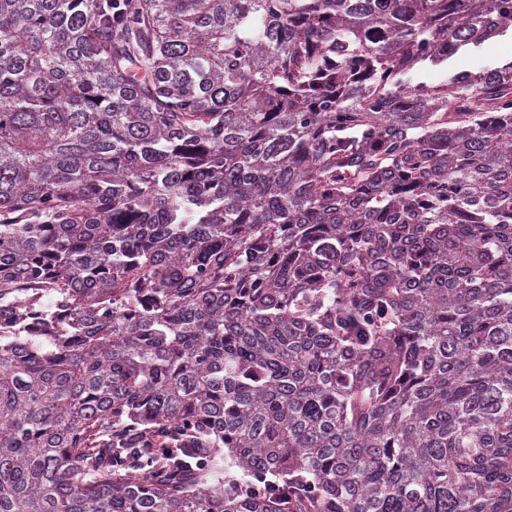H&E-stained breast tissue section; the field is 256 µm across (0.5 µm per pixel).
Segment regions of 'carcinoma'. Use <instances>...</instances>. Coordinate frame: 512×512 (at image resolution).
Segmentation results:
<instances>
[{
  "label": "carcinoma",
  "instance_id": "obj_1",
  "mask_svg": "<svg viewBox=\"0 0 512 512\" xmlns=\"http://www.w3.org/2000/svg\"><path fill=\"white\" fill-rule=\"evenodd\" d=\"M508 34L0 0V301L52 297L0 336V512H512V61L414 82ZM121 437L125 439L131 448H163V457L171 459L176 457V454L180 448L178 444H173L172 440L178 441L171 438V433L165 427H159L149 433H132L120 432Z\"/></svg>",
  "mask_w": 512,
  "mask_h": 512
}]
</instances>
